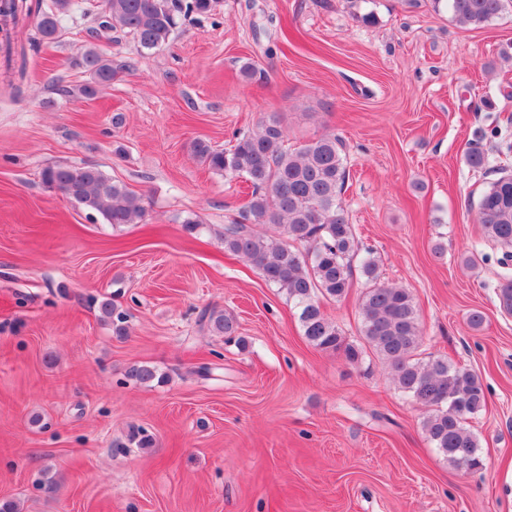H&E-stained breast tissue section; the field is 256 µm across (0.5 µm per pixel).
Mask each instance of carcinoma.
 <instances>
[{
  "mask_svg": "<svg viewBox=\"0 0 512 512\" xmlns=\"http://www.w3.org/2000/svg\"><path fill=\"white\" fill-rule=\"evenodd\" d=\"M447 2L459 23L480 27L502 12L505 0ZM73 6V0H52L47 10L37 8L33 22L42 40L56 39ZM211 8L212 0H104L100 25L132 35L145 54L167 43L181 15ZM78 66L89 75L80 88L84 97L94 96L99 87L131 68L130 63L114 60L94 47L85 49ZM489 136L498 138V131L481 133L468 143L466 160L476 172L488 170L484 141ZM192 151L210 170L250 184V199L224 226V250L244 258L269 284L285 292L298 309L308 343L324 352H339L351 364L359 363L364 349H370L386 364L397 389L428 409L421 421L426 439L454 466L481 469L478 439L465 422L486 406L483 384L477 374L444 358H419L422 332L412 294L381 280L379 259L361 245L342 206L349 172L341 139L325 132L292 149L272 114L255 129L236 135L229 149L218 150L197 140ZM494 173L497 177L479 196L478 221L486 240L506 249L505 257L512 258V168L505 162ZM43 180L65 195L76 191L75 201L107 224L145 221L141 199L94 165L51 166L43 171ZM357 258L365 279L360 345L348 342L319 304L321 296L340 299L348 293ZM498 299L501 310L511 316L512 269L508 267L502 273ZM99 311L102 319L112 322L116 335L126 334V314L111 300H101ZM208 329L217 336H229L235 327L224 311L214 310L208 316ZM128 377L149 384L160 375L152 366L134 364Z\"/></svg>",
  "mask_w": 512,
  "mask_h": 512,
  "instance_id": "obj_1",
  "label": "carcinoma"
}]
</instances>
